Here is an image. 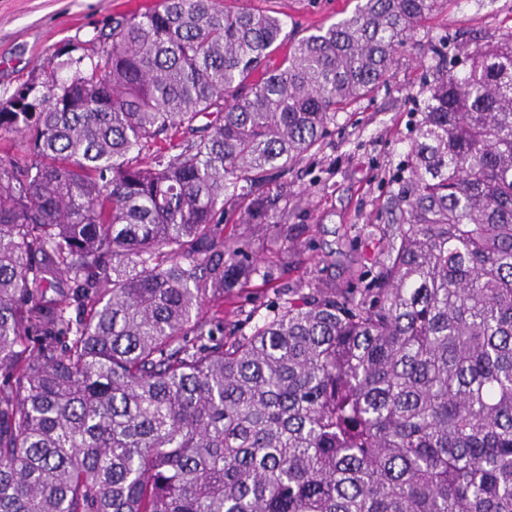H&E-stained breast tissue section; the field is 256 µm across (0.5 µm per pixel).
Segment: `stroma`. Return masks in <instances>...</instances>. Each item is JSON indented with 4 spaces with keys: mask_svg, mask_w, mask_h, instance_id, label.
Segmentation results:
<instances>
[{
    "mask_svg": "<svg viewBox=\"0 0 512 512\" xmlns=\"http://www.w3.org/2000/svg\"><path fill=\"white\" fill-rule=\"evenodd\" d=\"M128 0H0V98L9 96L37 67L46 64L63 40L90 38ZM287 14L288 26L305 32L338 21L356 0H239L265 3ZM466 33L486 41L512 34V0H441L413 40L401 49L378 92L340 114L332 136L304 159L288 197L305 233L298 246L261 237L251 260L261 266L275 257L284 263L275 287L254 282L256 303L275 301L281 288L311 277L336 287L348 284L361 261L383 252L396 226L387 211L391 180L402 160L413 114L422 107V89L435 76L429 41ZM333 191L323 194L319 180Z\"/></svg>",
    "mask_w": 512,
    "mask_h": 512,
    "instance_id": "1",
    "label": "stroma"
}]
</instances>
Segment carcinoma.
I'll list each match as a JSON object with an SVG mask.
<instances>
[{"label":"carcinoma","instance_id":"1","mask_svg":"<svg viewBox=\"0 0 512 512\" xmlns=\"http://www.w3.org/2000/svg\"><path fill=\"white\" fill-rule=\"evenodd\" d=\"M438 3L159 0L0 99V512H512V34L434 45L366 273L203 311ZM239 0L235 6H273L288 15V30L309 34L316 27L336 22L349 14L356 0Z\"/></svg>","mask_w":512,"mask_h":512}]
</instances>
